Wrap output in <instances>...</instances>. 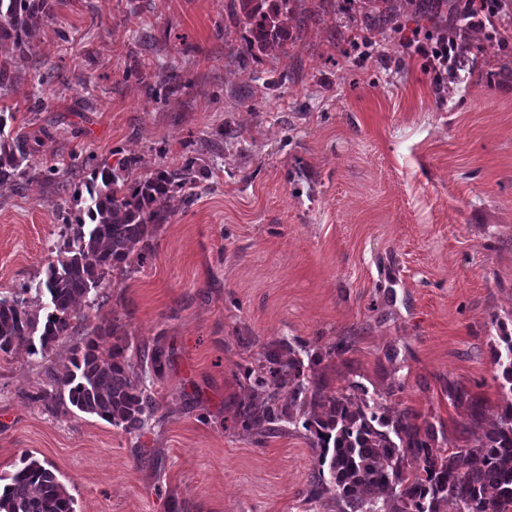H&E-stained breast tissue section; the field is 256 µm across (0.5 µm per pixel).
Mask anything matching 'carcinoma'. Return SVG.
Returning a JSON list of instances; mask_svg holds the SVG:
<instances>
[{
  "label": "carcinoma",
  "instance_id": "cac0c4a2",
  "mask_svg": "<svg viewBox=\"0 0 512 512\" xmlns=\"http://www.w3.org/2000/svg\"><path fill=\"white\" fill-rule=\"evenodd\" d=\"M272 2L265 10L266 0H230L229 17L250 34L245 39L250 53L286 52L288 19L299 0ZM371 2V10L352 21L356 34L350 44L356 50L403 30L395 0ZM407 2L413 17L432 20L442 0L429 8ZM51 14L48 0H0V97L16 81L13 54L25 52ZM9 119L14 115L0 114L1 186L14 182L31 155L30 137H4ZM81 165L91 167L87 206L65 217L72 234L35 286L37 294L48 296L50 311L42 319L26 300L0 297V355L24 346L45 357L71 337L76 302L100 296L114 276L126 277L144 264L157 226L169 221L171 194L198 187L210 172L195 157L175 165L162 162L139 177L132 175L137 162L126 156L112 167L95 165L91 157ZM116 331L104 322L80 337L63 369L46 367L37 399L65 415L88 414L139 434L156 419L160 402L146 384L145 365L128 354V346H103V337ZM331 352L310 354L297 339L280 340L277 349L245 366L251 394L237 413L242 429L264 437L285 431L286 423L307 432L318 465L309 499L331 494L339 512H442L449 502L456 512H512V403L477 445L449 452L438 446L433 424L419 425L409 409L391 403L392 389L371 396L362 383L351 381L328 392L314 367ZM493 361L502 368L500 389L512 394V335L503 329ZM285 385L290 398L282 403L279 389ZM0 512H75V501L52 470L26 453L20 468L0 475Z\"/></svg>",
  "mask_w": 512,
  "mask_h": 512
}]
</instances>
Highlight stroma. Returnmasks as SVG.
Returning a JSON list of instances; mask_svg holds the SVG:
<instances>
[{
    "mask_svg": "<svg viewBox=\"0 0 512 512\" xmlns=\"http://www.w3.org/2000/svg\"><path fill=\"white\" fill-rule=\"evenodd\" d=\"M226 2L49 0L55 22L0 98L12 128L38 135L33 169H59L0 187V295L45 312L46 245L86 196L74 157L120 152L145 174L224 125L243 135L237 151L204 155L214 173L197 199L171 198L144 267L77 306L76 336L109 321L164 352L147 378L158 424L139 437L48 411L33 399L45 362L0 356V474L32 454L76 512H339L306 500L317 458L303 431L233 425L245 362L284 337L314 352L344 344L315 369L328 390L395 386L450 450L512 401L492 359L498 326L512 333V10L440 99L414 47L346 54L363 0H304L318 19L289 20L286 54L256 62L237 55L246 33L225 25ZM452 384L467 401L449 400Z\"/></svg>",
    "mask_w": 512,
    "mask_h": 512,
    "instance_id": "1",
    "label": "stroma"
}]
</instances>
